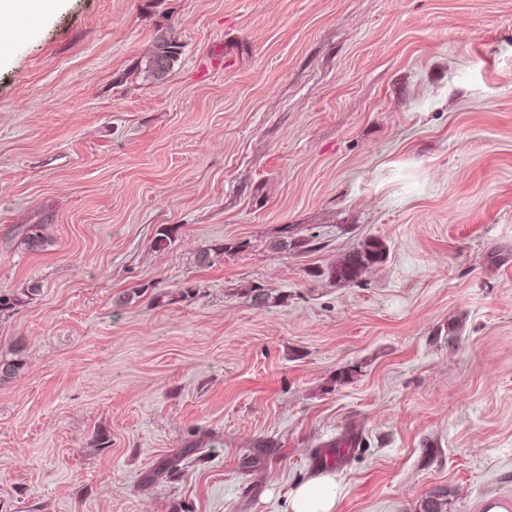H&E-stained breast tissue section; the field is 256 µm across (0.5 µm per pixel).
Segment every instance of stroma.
Segmentation results:
<instances>
[{"instance_id": "stroma-1", "label": "stroma", "mask_w": 512, "mask_h": 512, "mask_svg": "<svg viewBox=\"0 0 512 512\" xmlns=\"http://www.w3.org/2000/svg\"><path fill=\"white\" fill-rule=\"evenodd\" d=\"M0 291V512H512V0H60L0 64ZM175 46L165 37L157 38L152 55L147 60V69L157 80L163 79L170 72L175 60ZM385 250L377 240H368L363 247L347 254L332 267L330 274L338 281L350 283L356 281L362 271L375 263L381 262ZM341 488L331 475L314 477L299 485L288 500L290 512H335Z\"/></svg>"}]
</instances>
